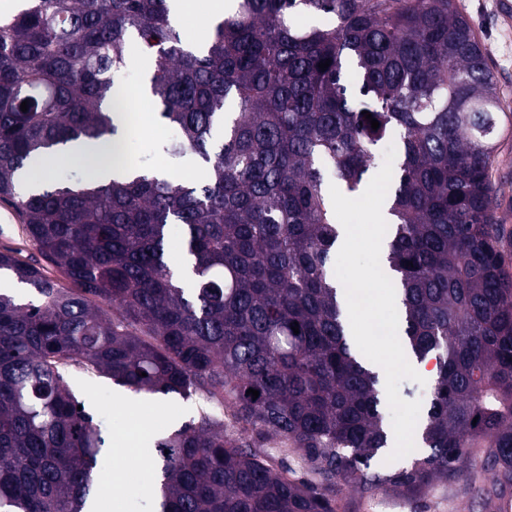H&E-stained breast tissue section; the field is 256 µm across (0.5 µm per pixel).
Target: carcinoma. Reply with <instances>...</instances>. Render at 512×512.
Returning <instances> with one entry per match:
<instances>
[{
    "instance_id": "1",
    "label": "carcinoma",
    "mask_w": 512,
    "mask_h": 512,
    "mask_svg": "<svg viewBox=\"0 0 512 512\" xmlns=\"http://www.w3.org/2000/svg\"><path fill=\"white\" fill-rule=\"evenodd\" d=\"M312 14L336 23L302 26ZM134 41L157 119L177 131L169 151L192 156L202 181L129 165L137 128L112 114L128 112ZM500 113L456 0H237L206 47L181 38L170 0H27L0 14V202L46 261L0 251V278L33 295L0 292V512H90L106 439L77 409L72 367L136 394L220 397L321 482L288 476L204 412L157 443V512H336L342 484L420 495L463 476L475 448L495 493H511L512 279L490 177ZM390 137L402 340L437 367L429 452L399 469L372 467L389 432L330 270L340 231L325 188L330 173L362 192ZM83 139L124 171L24 181L31 159ZM172 224L181 273L165 260Z\"/></svg>"
}]
</instances>
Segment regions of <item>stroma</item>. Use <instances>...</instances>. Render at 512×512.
<instances>
[{"mask_svg":"<svg viewBox=\"0 0 512 512\" xmlns=\"http://www.w3.org/2000/svg\"><path fill=\"white\" fill-rule=\"evenodd\" d=\"M456 3L486 50L504 112L512 114V21L499 16L496 0H456ZM172 136V129L163 125L156 135L141 137L133 148L137 167L149 172L160 168L174 176L203 178V170L194 165L190 157L166 152L165 147ZM493 178L497 188L499 242L507 259L506 271L512 275V125L507 127L498 143ZM69 381L86 412L93 416L104 435L113 436L126 431L135 419L144 416L151 421L148 431L136 443L137 454L143 462L142 471L131 474L123 483L113 485L109 494L97 495L92 504L94 512H155L156 440L179 428L182 423L197 418L200 411L223 417L230 411L228 404L198 395L187 400L177 396L144 399L114 385L107 378L90 376L78 369L71 371ZM232 431L265 450L275 466L292 470L296 477L309 478L310 473L298 455L284 450L278 439L238 425L233 426ZM384 499L397 502L398 512H497L496 498L477 494L466 481L457 478L437 481L416 497L382 491L365 495L358 487L344 485L336 496L337 512H375L374 503Z\"/></svg>","mask_w":512,"mask_h":512,"instance_id":"35a3bbf8","label":"stroma"}]
</instances>
